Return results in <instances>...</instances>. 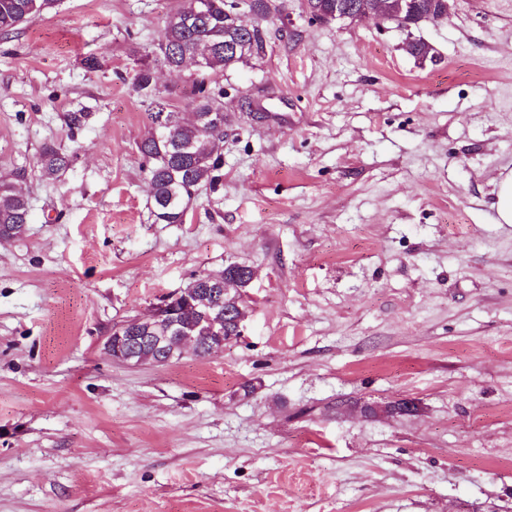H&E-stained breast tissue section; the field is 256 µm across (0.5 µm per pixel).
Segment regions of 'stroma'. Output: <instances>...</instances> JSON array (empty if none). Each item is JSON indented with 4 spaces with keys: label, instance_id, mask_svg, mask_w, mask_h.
Segmentation results:
<instances>
[{
    "label": "stroma",
    "instance_id": "35a3bbf8",
    "mask_svg": "<svg viewBox=\"0 0 512 512\" xmlns=\"http://www.w3.org/2000/svg\"><path fill=\"white\" fill-rule=\"evenodd\" d=\"M175 4L60 0L0 36V179L32 198L0 242V512H512V0L410 32L283 0L263 58L215 78L219 183L157 224L136 145L196 74L134 77ZM47 142L78 153L51 183ZM231 263L256 276L223 351L105 352ZM495 201L493 208L496 212V222L512 224V172L503 175L496 183Z\"/></svg>",
    "mask_w": 512,
    "mask_h": 512
}]
</instances>
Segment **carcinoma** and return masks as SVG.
<instances>
[{"label": "carcinoma", "instance_id": "1", "mask_svg": "<svg viewBox=\"0 0 512 512\" xmlns=\"http://www.w3.org/2000/svg\"><path fill=\"white\" fill-rule=\"evenodd\" d=\"M57 0H0V34L8 35L38 14L48 12ZM250 22L233 19L224 0H178L168 13L164 29L151 54L163 66L176 68L185 56L208 54L206 68L195 79L194 118L164 111L148 113L149 129L137 145L151 187V214L156 224H181L199 186L217 180L224 142V90L211 89V77L265 55V34L260 22L268 18L266 0H251ZM153 70L144 65L135 75L145 96L153 92ZM75 157L53 143L42 146L38 166L44 181H55L73 165ZM27 194L11 183L0 182V241L22 237L30 224ZM219 309H233L223 320L224 338L238 336L234 317H246L242 293L217 297ZM180 329L196 336L198 318L192 312L177 314Z\"/></svg>", "mask_w": 512, "mask_h": 512}]
</instances>
